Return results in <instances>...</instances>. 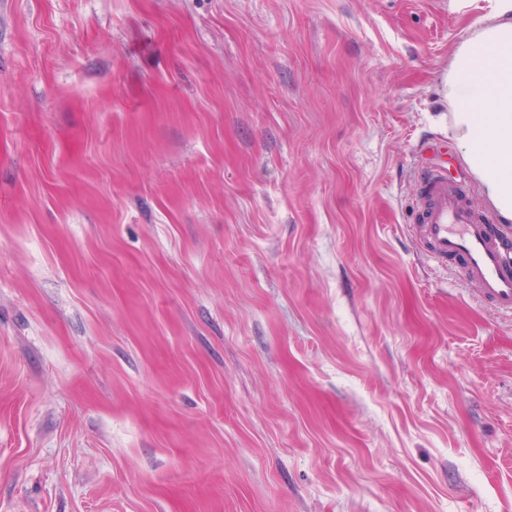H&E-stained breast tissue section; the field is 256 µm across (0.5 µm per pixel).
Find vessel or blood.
Listing matches in <instances>:
<instances>
[{
    "label": "vessel or blood",
    "mask_w": 512,
    "mask_h": 512,
    "mask_svg": "<svg viewBox=\"0 0 512 512\" xmlns=\"http://www.w3.org/2000/svg\"><path fill=\"white\" fill-rule=\"evenodd\" d=\"M418 177L424 207L421 222L412 227L418 247L441 264L458 260L478 298L512 316V252L490 233L486 212L475 207L466 188L449 183L441 164L422 165Z\"/></svg>",
    "instance_id": "b4317fda"
}]
</instances>
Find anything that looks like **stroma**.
I'll return each instance as SVG.
<instances>
[{"label": "stroma", "instance_id": "1", "mask_svg": "<svg viewBox=\"0 0 512 512\" xmlns=\"http://www.w3.org/2000/svg\"><path fill=\"white\" fill-rule=\"evenodd\" d=\"M490 0H0V512H512V320L420 254Z\"/></svg>", "mask_w": 512, "mask_h": 512}]
</instances>
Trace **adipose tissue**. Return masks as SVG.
Masks as SVG:
<instances>
[{
    "instance_id": "obj_1",
    "label": "adipose tissue",
    "mask_w": 512,
    "mask_h": 512,
    "mask_svg": "<svg viewBox=\"0 0 512 512\" xmlns=\"http://www.w3.org/2000/svg\"><path fill=\"white\" fill-rule=\"evenodd\" d=\"M448 135L501 221L512 223V0H494L444 78Z\"/></svg>"
}]
</instances>
